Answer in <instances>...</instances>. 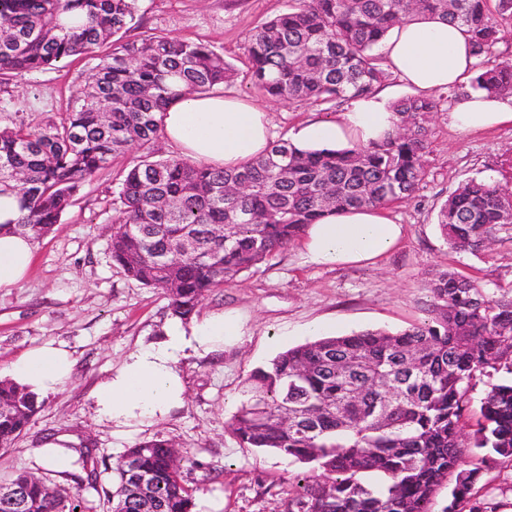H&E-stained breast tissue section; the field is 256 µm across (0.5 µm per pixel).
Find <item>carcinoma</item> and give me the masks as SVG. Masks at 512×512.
<instances>
[{
  "label": "carcinoma",
  "mask_w": 512,
  "mask_h": 512,
  "mask_svg": "<svg viewBox=\"0 0 512 512\" xmlns=\"http://www.w3.org/2000/svg\"><path fill=\"white\" fill-rule=\"evenodd\" d=\"M290 11L248 38L254 85L283 103L336 105L386 80L375 49L415 15H439L470 34L476 57L468 90L512 95V61H495L512 32V0H292ZM136 0H0V79L46 71L69 58L98 60L69 112L31 130H0V193L19 195L12 229L38 239L59 223L83 184L131 145L143 159L122 178L112 259L130 278L164 291L170 316L196 313L203 298L238 278L338 210L386 206L412 197L425 176L433 98L393 106L395 133L367 148L303 149L287 139L235 171L153 156L156 114L176 96L211 93L233 69L201 42L148 34L125 40ZM109 47L100 56L98 50ZM451 248L480 252L512 225V194L470 179L445 201L439 219ZM429 288L434 316L402 330H363L290 348L253 372L227 422L244 448L313 464L288 512H432L453 477L444 512H462L483 472L512 461V290L489 296L471 280L442 272ZM500 376L480 401L465 437L470 392ZM38 396L0 381V444L19 436ZM174 441L159 437L127 449L112 467L108 501L124 512H191ZM491 452L467 460L465 449ZM163 489L162 506L135 488L126 463ZM78 463L87 484L100 478L88 451ZM11 483L21 512H86L30 471Z\"/></svg>",
  "instance_id": "carcinoma-1"
}]
</instances>
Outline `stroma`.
Masks as SVG:
<instances>
[{
  "mask_svg": "<svg viewBox=\"0 0 512 512\" xmlns=\"http://www.w3.org/2000/svg\"><path fill=\"white\" fill-rule=\"evenodd\" d=\"M291 5V0H137L136 23L127 36L137 39L148 31L207 44L238 71L223 92L250 97L268 112L274 137L287 139L307 119L337 114L333 108L275 101L244 75L249 35ZM93 65L87 58L69 60L0 84V129H37L58 119ZM451 109V101L441 100L428 117L430 145L419 190L386 208L403 227L400 246L373 264L324 267L310 262L298 240L207 295L198 316L237 312L245 321L242 336L223 350L180 359L183 408L126 434L99 420L92 395L130 354L159 340L171 317L166 293L129 278L112 260L121 175L139 162L142 151L133 145L115 155L84 184L59 224L36 240L22 287L0 292L1 379L24 352L48 342L65 344L74 360L69 382L44 396L26 430L0 447V483L36 470L67 493L80 494L89 512H110L103 491L112 485L111 465L133 444L165 437L187 453L182 471L194 489L191 512H205L210 502L220 504V512H286L293 482L311 475V465L240 447L226 426L256 368L310 342L307 327L315 321L342 335L403 329L431 319L429 282L440 271L470 277L491 295L512 288V228L473 254L452 249L437 224L440 206L462 182L498 178L501 163L512 156V125L460 133L449 124ZM59 435L71 446L92 448L103 469L98 488L79 483L81 467L67 476L39 464L38 448ZM478 488L495 512H512V464L484 473Z\"/></svg>",
  "mask_w": 512,
  "mask_h": 512,
  "instance_id": "stroma-1",
  "label": "stroma"
}]
</instances>
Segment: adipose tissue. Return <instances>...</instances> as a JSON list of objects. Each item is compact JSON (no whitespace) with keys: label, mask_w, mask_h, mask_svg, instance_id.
<instances>
[{"label":"adipose tissue","mask_w":512,"mask_h":512,"mask_svg":"<svg viewBox=\"0 0 512 512\" xmlns=\"http://www.w3.org/2000/svg\"><path fill=\"white\" fill-rule=\"evenodd\" d=\"M383 47L389 69L415 93L425 97L457 87L470 75L475 57L468 35L437 17L419 16L397 24ZM166 139L181 155L205 165L232 170L267 153L273 143L268 113L252 99L233 94H186L159 113ZM460 132L512 124V99L473 91L459 97L449 114ZM397 117L384 94L350 101L335 119L304 124L292 138L300 147L343 149L370 147L392 132ZM20 216L12 193L0 194V290L19 287L33 258L35 241L7 230ZM402 228L380 207H365L323 218L311 225L303 244L320 265L371 264L393 249ZM242 324L232 315L214 313L187 324H168L164 340L131 354L92 396L97 416L115 426L143 425L180 408L186 390L176 364L187 350L222 345L240 336ZM72 360L64 344L32 348L12 363L14 382L45 396L70 379Z\"/></svg>","instance_id":"adipose-tissue-1"}]
</instances>
